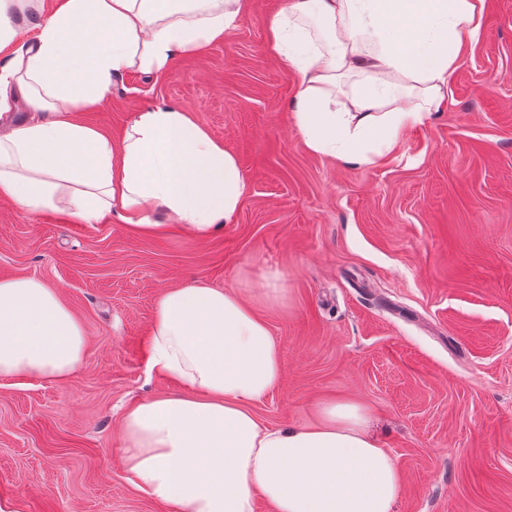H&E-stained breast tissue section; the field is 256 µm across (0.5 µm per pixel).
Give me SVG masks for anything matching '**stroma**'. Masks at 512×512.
Returning <instances> with one entry per match:
<instances>
[{"instance_id":"obj_1","label":"stroma","mask_w":512,"mask_h":512,"mask_svg":"<svg viewBox=\"0 0 512 512\" xmlns=\"http://www.w3.org/2000/svg\"><path fill=\"white\" fill-rule=\"evenodd\" d=\"M284 3L252 0L223 41L162 77L129 71L80 115L117 140L143 106L191 112L248 182L222 232L150 237L0 199V278L57 288L87 336L68 384L0 380V500L22 512H169L129 482L119 420L176 390L147 374L153 307L198 280L256 300L281 349L284 384L254 406L263 423L362 402L402 469L394 512H512V0H486L450 101L375 166L303 144L298 76L266 45Z\"/></svg>"}]
</instances>
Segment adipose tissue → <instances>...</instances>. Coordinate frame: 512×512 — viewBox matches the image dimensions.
Listing matches in <instances>:
<instances>
[{
  "instance_id": "adipose-tissue-1",
  "label": "adipose tissue",
  "mask_w": 512,
  "mask_h": 512,
  "mask_svg": "<svg viewBox=\"0 0 512 512\" xmlns=\"http://www.w3.org/2000/svg\"><path fill=\"white\" fill-rule=\"evenodd\" d=\"M250 0H58L21 53L0 64V198L63 210L75 223L117 215L158 235L206 241L232 223L247 191L237 157L183 108L133 113L120 140L81 122L127 71L169 72L221 40ZM485 0H288L268 19L267 48L300 77L291 114L305 147L374 165L449 92ZM355 76L350 104L336 95ZM87 337L59 291L0 278V379L63 384ZM148 369L180 389L130 405L122 462L134 489L170 512H394L402 471L367 427V406L323 403L314 420L263 424L253 406L284 381L282 354L252 300L205 282L167 288L150 328Z\"/></svg>"
}]
</instances>
